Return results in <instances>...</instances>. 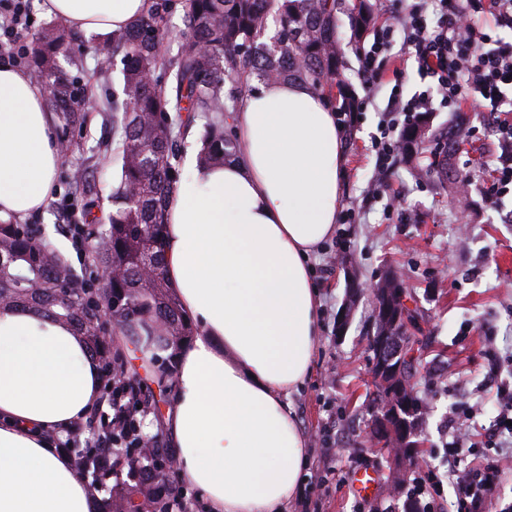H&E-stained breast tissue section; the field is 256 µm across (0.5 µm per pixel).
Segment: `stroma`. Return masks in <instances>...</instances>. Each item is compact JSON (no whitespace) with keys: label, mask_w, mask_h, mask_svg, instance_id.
<instances>
[{"label":"stroma","mask_w":512,"mask_h":512,"mask_svg":"<svg viewBox=\"0 0 512 512\" xmlns=\"http://www.w3.org/2000/svg\"><path fill=\"white\" fill-rule=\"evenodd\" d=\"M357 49L347 50L336 80L362 103L344 144L341 214L335 235L311 259L322 302L320 336L313 367L293 402L297 423L309 443L305 477L316 474V436L330 432L336 440V474L327 488H312L310 512H403L397 479H412L411 469L394 467L389 455L367 444L373 389V355L367 327L373 308L368 295L350 299L348 281L374 286L392 268L405 280L418 313L410 345L420 357L416 389L423 400L419 435L421 455L433 459L451 439L448 417L456 406L471 413L470 428L485 430L498 419L499 389L512 388V196L491 199L479 183L487 177L481 159L498 144L485 108L462 104L460 111L437 109L430 131L451 126L464 133L454 157L458 171L475 182L466 196L442 189L424 160L397 158L389 172L379 168L374 140L388 114L393 92L411 97L423 90L418 63L393 46L383 63L402 66L399 85L382 82L365 87L359 77ZM79 151L65 158L57 174V191L40 213L27 216L39 225L42 239L74 268L80 280L99 281L88 251L66 228V213L81 214L70 203L68 174L82 165L98 188L97 215L111 212L110 194L120 177L112 150L118 140L108 112L90 113L77 135ZM350 320L344 335L336 325L342 311ZM369 468L379 482L367 497L351 484L354 471Z\"/></svg>","instance_id":"obj_1"}]
</instances>
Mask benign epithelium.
<instances>
[{
	"label": "benign epithelium",
	"instance_id": "7a95c632",
	"mask_svg": "<svg viewBox=\"0 0 512 512\" xmlns=\"http://www.w3.org/2000/svg\"><path fill=\"white\" fill-rule=\"evenodd\" d=\"M390 278L395 287L373 290L375 306L382 309L384 322L377 333L368 336V344L376 355L374 382L385 389L389 404L375 413L372 431L375 436L390 439L403 448H414L417 410L412 399L405 395L400 375L402 362L411 357L406 347L411 308L405 289L398 286L397 276L392 273Z\"/></svg>",
	"mask_w": 512,
	"mask_h": 512
}]
</instances>
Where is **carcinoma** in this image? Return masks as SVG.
<instances>
[{
  "mask_svg": "<svg viewBox=\"0 0 512 512\" xmlns=\"http://www.w3.org/2000/svg\"><path fill=\"white\" fill-rule=\"evenodd\" d=\"M178 3L186 36L168 57L162 46ZM270 19L276 33L271 43L260 44ZM345 21L353 42L360 44L375 21L370 0H154L146 16L90 47L99 70L119 69L120 84L110 101L96 98L63 71L61 61L75 65L81 59L64 29L55 23L37 29L30 63L49 85L47 107L57 119L63 154L72 153L68 134L85 113L108 109L116 120L121 176L112 191V212L107 223L85 224L82 231L108 287H75L74 269L41 240L37 225L0 220V309H29L71 323L96 359L118 373L122 363L105 339L110 330L129 337L136 348L166 352L165 358L154 357V383L167 390L171 359L194 333L165 279L161 249L167 201L184 177V138L201 127L204 165L236 155V142L224 138V119L232 118L253 79L303 81L342 98L338 111H349L350 95L335 83L343 59L338 30ZM424 138V124L415 122L402 141L418 149ZM71 180L73 199L89 211L96 193L85 169H75ZM71 434L68 452L83 475L107 477L124 465L133 478L138 461L153 459L155 487H118L112 512H167L161 497L171 482L159 476L158 465L168 452L155 440L116 456L82 447L78 429Z\"/></svg>",
  "mask_w": 512,
  "mask_h": 512,
  "instance_id": "cac0c4a2",
  "label": "carcinoma"
}]
</instances>
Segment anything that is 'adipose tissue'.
I'll list each match as a JSON object with an SVG mask.
<instances>
[{
  "mask_svg": "<svg viewBox=\"0 0 512 512\" xmlns=\"http://www.w3.org/2000/svg\"><path fill=\"white\" fill-rule=\"evenodd\" d=\"M152 5L42 2L101 36ZM233 121L237 155L203 168L190 153L167 205L164 274L198 333L179 355L165 425L180 481L210 512H284L307 463L292 397L320 333L309 260L336 232L344 154L335 112L301 81L245 93ZM62 161L40 82L0 66V219L44 209ZM99 400L98 362L73 325L0 310V512H97L52 437Z\"/></svg>",
  "mask_w": 512,
  "mask_h": 512,
  "instance_id": "obj_1",
  "label": "adipose tissue"
}]
</instances>
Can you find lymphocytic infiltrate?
Here are the masks:
<instances>
[{
    "label": "lymphocytic infiltrate",
    "instance_id": "1",
    "mask_svg": "<svg viewBox=\"0 0 512 512\" xmlns=\"http://www.w3.org/2000/svg\"><path fill=\"white\" fill-rule=\"evenodd\" d=\"M0 11L11 18L10 25L0 31V51L13 56L18 54L19 40L30 26V3L0 0ZM479 13L490 15L496 27L512 30V0H434L430 9L412 0L375 34L369 50L360 58L359 70L367 83L382 80L380 57L397 34L402 37L404 52L416 58L422 78L431 82L430 89L411 98H391L388 109L394 117L381 132V155L399 150L400 121H413L438 105L455 112L467 102H486L495 109L503 100L505 89H512V43H503L484 31L475 20ZM493 124L501 152L487 162L492 177L486 193L498 197L512 192V113L503 119L495 118ZM140 403L138 393L131 390L112 404L111 429L107 432L97 429L95 417H88L85 424L93 431V447L138 446L140 434L128 427L125 417ZM463 451L469 453L471 462L460 473L432 463L416 466L414 502L418 512H437L431 494L434 486L444 480L457 487V512H483L492 502L501 476L500 459L512 454V396L505 397L493 429L453 436L449 456Z\"/></svg>",
    "mask_w": 512,
    "mask_h": 512
}]
</instances>
